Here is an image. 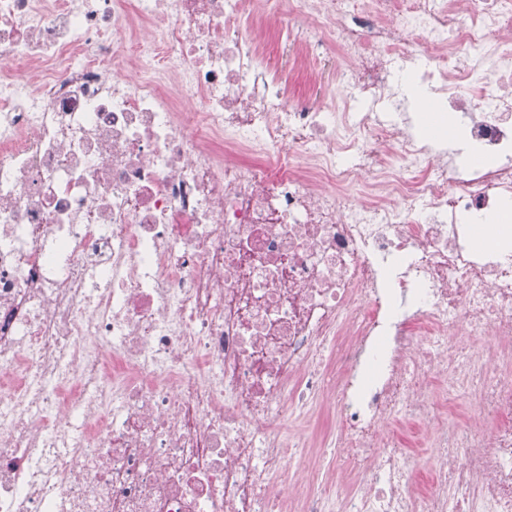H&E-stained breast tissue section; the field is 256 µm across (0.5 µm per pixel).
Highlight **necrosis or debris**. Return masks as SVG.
Returning <instances> with one entry per match:
<instances>
[{
  "label": "necrosis or debris",
  "mask_w": 512,
  "mask_h": 512,
  "mask_svg": "<svg viewBox=\"0 0 512 512\" xmlns=\"http://www.w3.org/2000/svg\"><path fill=\"white\" fill-rule=\"evenodd\" d=\"M504 212L512 0H0V512H512Z\"/></svg>",
  "instance_id": "necrosis-or-debris-1"
}]
</instances>
